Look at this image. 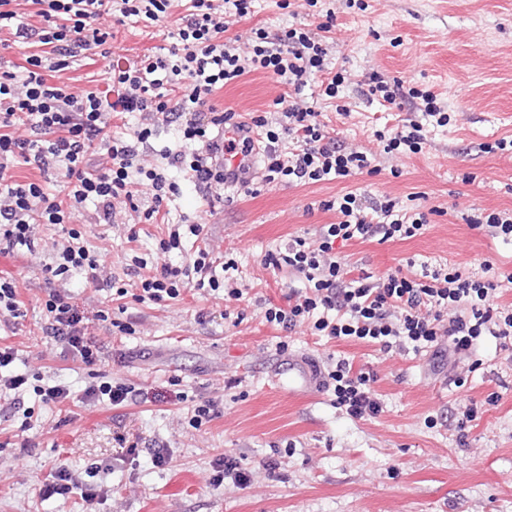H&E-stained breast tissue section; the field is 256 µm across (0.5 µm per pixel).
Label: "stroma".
I'll return each instance as SVG.
<instances>
[{
	"label": "stroma",
	"mask_w": 512,
	"mask_h": 512,
	"mask_svg": "<svg viewBox=\"0 0 512 512\" xmlns=\"http://www.w3.org/2000/svg\"><path fill=\"white\" fill-rule=\"evenodd\" d=\"M299 22L329 23L326 45L333 68L345 82L337 99L314 96L313 105L339 144L370 152L379 165L366 172L315 184H264L253 193L236 188L205 199L176 168L180 186L164 201L168 224L140 223L117 205L113 223H100L94 204L80 210L79 242L101 255L116 286L133 289L139 277L129 257L138 254L148 270L184 266L195 246L161 252L169 224L205 225L204 241L214 257L235 260L232 273L243 295L189 290L179 299L141 303L128 294L106 300L80 276L55 277L47 264L69 237L60 227H34V250L0 256L25 302L18 322L0 317V344L13 347L12 374L39 376L41 384L69 386L71 398L44 405L32 385L0 396V512H86L80 496L41 498L38 489L54 464L67 463L99 496L96 512H512V350L483 337L472 358L451 349L440 353H382L358 342L335 341L296 329L286 336L262 319L264 301L283 303L302 279L288 268L266 265L269 252L294 236L315 238L338 214L322 202L353 192L395 200L419 210L428 224L421 235L381 242L372 238L338 246L349 269L381 276L397 269L414 273L453 266L481 274L484 262L512 274V241L471 228L462 218L474 207L512 211V151L495 149L512 139V0H290ZM283 0H254L251 12L230 25L225 40L246 38L251 29L277 31L294 18ZM14 19L0 21V56L17 61L31 45L16 42L18 24L40 26L30 0H14ZM184 7L164 22L114 27L113 60L137 63L170 47L169 31ZM402 81L404 88L431 91L451 116L430 129L420 152L387 155L375 138L384 123L420 118L419 108H389L370 100L372 75ZM287 85L254 71L211 96L218 109L275 120L271 105ZM347 106L348 115L336 112ZM113 134L138 126L154 134L140 154L161 164L165 150L181 145L178 125L152 112L111 115ZM71 295L86 311L108 301L109 321L94 322L100 359L85 366L60 356L43 335L50 291ZM370 370L382 403L375 417L354 419L334 403L323 374L337 360ZM308 365L313 382L289 392V365ZM135 388L139 397L120 405L84 401L86 385L101 380ZM211 401L217 417L193 427L196 406ZM472 427L459 430L469 407ZM138 441V457L122 454L118 436ZM163 448L169 466H154L149 449ZM236 458L252 472L247 488L232 476L212 485L215 462ZM274 479L264 476L266 465Z\"/></svg>",
	"instance_id": "1"
}]
</instances>
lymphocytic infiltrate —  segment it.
<instances>
[{
  "label": "lymphocytic infiltrate",
  "mask_w": 512,
  "mask_h": 512,
  "mask_svg": "<svg viewBox=\"0 0 512 512\" xmlns=\"http://www.w3.org/2000/svg\"><path fill=\"white\" fill-rule=\"evenodd\" d=\"M44 25L19 26L16 37L35 39L39 53L26 56L22 71L0 68V181H6L10 164L19 163L40 173L55 169L64 177L57 192H45L35 180L7 183L0 195V255L20 246L33 247L32 227L36 224L69 225V245L63 247L48 270L53 276L77 272L98 288L111 287L104 277L97 255L78 245L79 234L72 223L81 205L93 202L104 223H111L116 200H123L141 222L158 221L160 207L179 187L169 177L168 168L185 171L190 181L209 191L224 186V169L215 158L221 150H252L250 136L220 145L224 128L233 124L232 110H218L210 96L243 75L262 71L288 85V95L278 97L280 120L270 128L263 116L252 119L265 143L263 150L266 183H317L345 178L370 168L365 151L341 148L332 142L319 112L308 106L302 94L311 81H319L321 91L336 97L345 81L343 73H330L328 50L319 33L291 25L272 34L262 28L250 32L251 50L240 55L232 42L223 38L229 27L222 0H187L182 22L172 37L168 56L138 64L113 66L107 73L119 87L116 102L95 91L75 94L70 85L57 78L78 58L93 54L105 59L112 51L107 43L111 27L102 24L112 18L114 25L155 23L167 16L173 0H31ZM183 86L175 100L168 86ZM367 94L393 104L412 97L422 100V120L378 132L384 153L420 151L425 140V124L447 126L450 117L431 92L404 89L402 82L387 84L372 77ZM156 112L181 118L184 149L165 151L166 168L137 164L141 145L152 136L151 127H138L132 134L112 136L109 115L114 111ZM26 135H18V127ZM297 143L296 149L282 153L284 139ZM104 151L93 156L95 143ZM152 203L140 208L141 194ZM336 210L338 222L323 225L315 241L296 236L285 250L270 254L267 262L288 267L304 281L303 288L290 290L284 306L269 305L265 321L285 332L308 325L318 335L335 340L360 341L379 347L381 352L412 348L428 351L449 344L459 354H469L482 337L499 340L502 349H512V309L494 304L502 282L491 263H483L482 276L464 274L455 268H441L427 275L397 270L377 279L352 275L336 253L337 243L366 240H404L421 234L427 224L425 213H404L394 200L386 198L364 206L354 193L325 202ZM207 251H198L182 268L162 266L159 272L141 279L137 300L162 302L180 297L188 286L200 290H221L213 275ZM225 290V289H222ZM227 299H240L237 288L225 290ZM43 327L46 337L61 349L64 358L91 365L99 350L88 332L90 320L107 321L109 313L97 310L86 316L67 295L50 293ZM373 373L354 369L348 360H338L328 371L325 387L331 388L338 406L355 419L377 416L382 405L371 384ZM80 494L94 502L96 490L79 481L66 465L50 472L39 489L41 497H70Z\"/></svg>",
  "instance_id": "lymphocytic-infiltrate-1"
}]
</instances>
